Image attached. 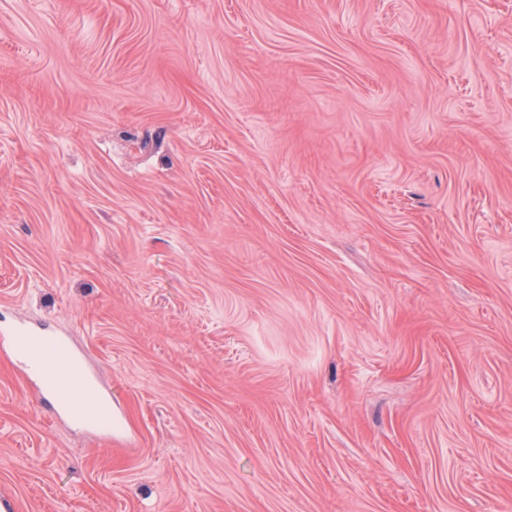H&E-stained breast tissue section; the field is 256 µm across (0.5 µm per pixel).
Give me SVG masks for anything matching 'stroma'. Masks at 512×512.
Wrapping results in <instances>:
<instances>
[{
    "instance_id": "stroma-1",
    "label": "stroma",
    "mask_w": 512,
    "mask_h": 512,
    "mask_svg": "<svg viewBox=\"0 0 512 512\" xmlns=\"http://www.w3.org/2000/svg\"><path fill=\"white\" fill-rule=\"evenodd\" d=\"M11 512H512V0H0ZM9 334L22 353H29L30 348L36 345L45 348L48 352L47 356L36 359V375L40 391L44 396H48L56 402H66L67 389L71 386L87 387L85 396L91 400V404H95L96 401H106L91 376L78 369L79 359L68 336L44 337L37 331L28 328L13 329L9 331Z\"/></svg>"
}]
</instances>
